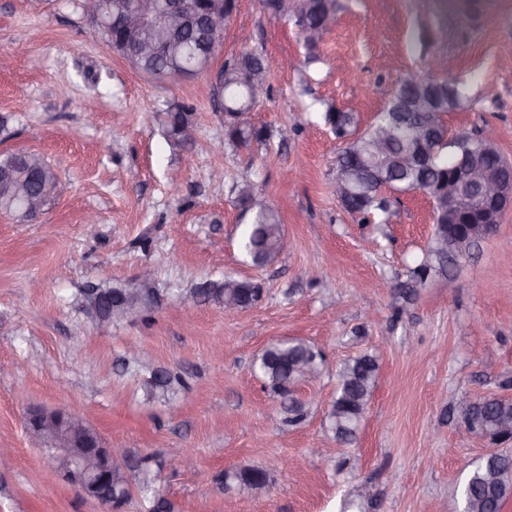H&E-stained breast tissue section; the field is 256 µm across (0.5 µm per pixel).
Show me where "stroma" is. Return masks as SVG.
<instances>
[{"instance_id": "1", "label": "stroma", "mask_w": 512, "mask_h": 512, "mask_svg": "<svg viewBox=\"0 0 512 512\" xmlns=\"http://www.w3.org/2000/svg\"><path fill=\"white\" fill-rule=\"evenodd\" d=\"M338 5L311 57L293 23L235 0L206 69L156 78L115 54L78 0H0V115L11 132L0 152L41 155L67 186L38 221L0 212V512H101L28 429L34 408L69 410L126 450L122 512H152L157 495L174 512H461L459 491L493 444L455 404L512 397V210L494 235L414 280L433 230L429 196L388 192L382 224L349 214L329 189L345 143L325 113L368 126L397 79L434 53L468 97L443 117L449 136L480 134L512 160V0H474L467 16L440 19L422 0ZM249 52L274 62L267 97L244 116L268 137L240 147L225 140L217 93L225 64ZM177 104L192 112L188 144L162 128ZM242 184L255 203L282 207L288 250L267 267L242 249ZM145 270L158 288L149 311L114 324L81 312L85 288ZM227 275L260 283L258 301L232 317L181 306L182 293ZM283 337L324 363L298 389L306 415L294 427L253 369ZM366 353L376 387L345 445L325 423L336 369ZM154 370L176 383L150 399ZM274 457L303 465L270 472L267 493L225 492L224 470ZM146 477L154 494L139 490Z\"/></svg>"}]
</instances>
